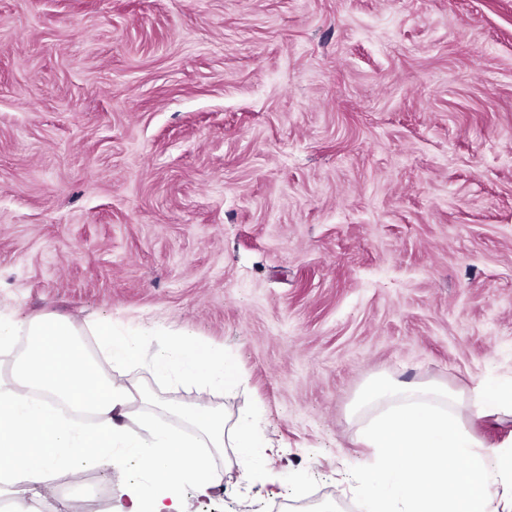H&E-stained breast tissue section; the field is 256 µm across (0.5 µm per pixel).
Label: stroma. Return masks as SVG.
I'll use <instances>...</instances> for the list:
<instances>
[{"mask_svg": "<svg viewBox=\"0 0 512 512\" xmlns=\"http://www.w3.org/2000/svg\"><path fill=\"white\" fill-rule=\"evenodd\" d=\"M45 315L96 357L107 325L236 359L208 401L260 411L272 449L251 482L215 455L223 493L183 488L186 512H358L368 380L512 376V0H0V320ZM123 377L137 417L198 397ZM57 475L0 501L107 487L123 512L143 477Z\"/></svg>", "mask_w": 512, "mask_h": 512, "instance_id": "stroma-1", "label": "stroma"}]
</instances>
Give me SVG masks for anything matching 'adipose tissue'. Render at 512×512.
Listing matches in <instances>:
<instances>
[{"label":"adipose tissue","mask_w":512,"mask_h":512,"mask_svg":"<svg viewBox=\"0 0 512 512\" xmlns=\"http://www.w3.org/2000/svg\"><path fill=\"white\" fill-rule=\"evenodd\" d=\"M98 333L119 369L146 362L157 377L204 392L224 390L241 379L234 358L187 333L173 336L150 355L143 337L105 326ZM20 334L30 344L15 366L16 384L0 386V457L8 460L14 484L44 483L48 471L61 467L87 463L124 470L134 462L147 479L121 488L129 503L126 512H184L179 490L208 488L211 457L222 448H233L245 479L258 477L270 440L257 412L241 413L229 424L204 402L174 407V414L195 429L192 437L155 420L135 422L126 411L133 397L130 387L101 372L73 324L54 317L20 326L0 324V346ZM471 402L480 415L512 410V378L485 380L473 389ZM65 404L92 413L94 426L63 419Z\"/></svg>","instance_id":"ef3b65f1"}]
</instances>
